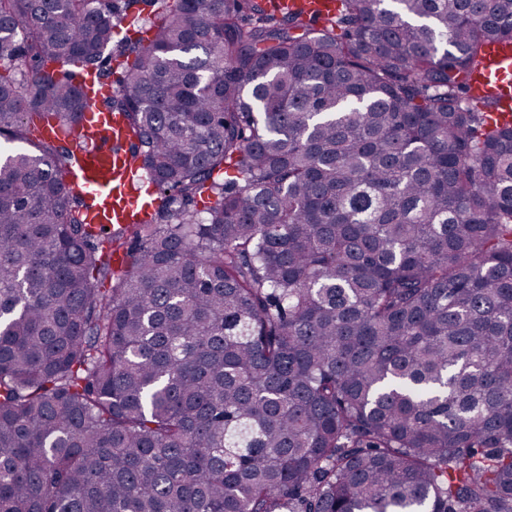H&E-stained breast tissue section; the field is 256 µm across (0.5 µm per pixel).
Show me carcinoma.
I'll return each mask as SVG.
<instances>
[{
  "label": "carcinoma",
  "mask_w": 512,
  "mask_h": 512,
  "mask_svg": "<svg viewBox=\"0 0 512 512\" xmlns=\"http://www.w3.org/2000/svg\"><path fill=\"white\" fill-rule=\"evenodd\" d=\"M0 0V512H512V0ZM123 258L121 267L112 258ZM285 12L301 11L306 15H316L321 21L336 13L335 0H279L276 2ZM159 5L160 4L158 3L157 5L152 7L140 4L138 6H135L131 10V12L124 14L122 23L120 25V28L124 27V29L122 30L121 35L119 37H116L112 43V69L117 70L118 63L121 62V66L117 71L118 73L121 72L125 60L122 56H119V53L115 46L116 41L125 35L126 28L130 30L127 34L132 37L136 35L135 30L140 28H149L151 18L153 17L152 11L155 10ZM139 9H143V11L139 12ZM472 88L475 95L490 92L497 98L495 112H512V43L495 42L487 46L483 71ZM87 103L85 121L91 140L72 143L81 157V167L73 179L97 194L98 206L89 217L93 224H124L127 215L138 206L133 185L142 176L124 168L113 148L124 137L120 117L101 112L99 94L92 95Z\"/></svg>",
  "instance_id": "cac0c4a2"
}]
</instances>
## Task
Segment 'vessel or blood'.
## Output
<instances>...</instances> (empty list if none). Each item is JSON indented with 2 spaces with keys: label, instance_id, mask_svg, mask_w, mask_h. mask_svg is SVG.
I'll use <instances>...</instances> for the list:
<instances>
[{
  "label": "vessel or blood",
  "instance_id": "b4317fda",
  "mask_svg": "<svg viewBox=\"0 0 512 512\" xmlns=\"http://www.w3.org/2000/svg\"><path fill=\"white\" fill-rule=\"evenodd\" d=\"M278 7L323 20L335 13L336 0H278ZM472 88L479 96L493 94L499 111L512 112V43L487 46L483 70ZM87 103L85 121L90 137L73 145L81 158L74 178L98 197V206L90 216L93 223L122 224L138 206L134 189L137 175L122 166L114 149L124 137V126L118 115L101 111L98 97L88 98Z\"/></svg>",
  "mask_w": 512,
  "mask_h": 512
}]
</instances>
